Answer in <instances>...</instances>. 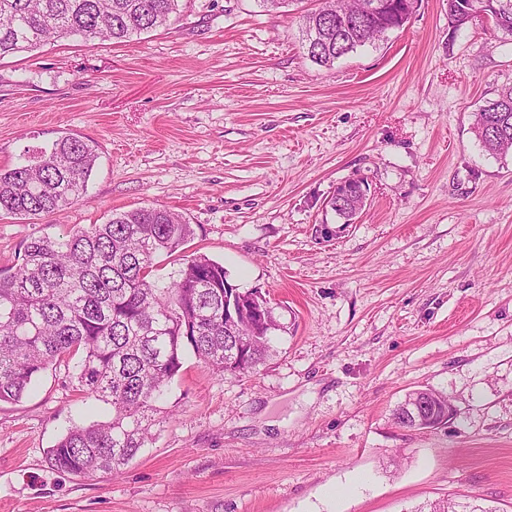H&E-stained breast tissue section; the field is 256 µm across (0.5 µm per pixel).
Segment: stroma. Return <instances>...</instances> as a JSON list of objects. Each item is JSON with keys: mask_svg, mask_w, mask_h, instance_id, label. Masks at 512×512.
Returning a JSON list of instances; mask_svg holds the SVG:
<instances>
[{"mask_svg": "<svg viewBox=\"0 0 512 512\" xmlns=\"http://www.w3.org/2000/svg\"><path fill=\"white\" fill-rule=\"evenodd\" d=\"M303 0H182L124 43H41L0 59V166L64 134L98 146L83 201L0 217V268L31 238L163 206L274 309V354L224 376L186 354L171 415L120 474L48 451L111 413L73 372L0 403V512H415L448 498L512 512V156L473 115L512 85V36L455 31L447 0L327 70L299 39ZM361 179L354 223L329 207ZM455 414L408 431L414 389Z\"/></svg>", "mask_w": 512, "mask_h": 512, "instance_id": "stroma-1", "label": "stroma"}]
</instances>
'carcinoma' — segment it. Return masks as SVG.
Returning a JSON list of instances; mask_svg holds the SVG:
<instances>
[{"mask_svg":"<svg viewBox=\"0 0 512 512\" xmlns=\"http://www.w3.org/2000/svg\"><path fill=\"white\" fill-rule=\"evenodd\" d=\"M179 0H0V58L46 40L127 38L166 24ZM403 0H324L301 16L307 56L324 68L398 30ZM512 34V0H448L458 31L475 17ZM472 130L492 156L512 154V86L474 115ZM98 152L87 138L65 134L0 167V214L39 219L82 201ZM195 230L179 213L141 207L114 213L58 237H33L15 270L0 269V402H18L48 368L78 358L75 388L112 407L109 418L74 426L48 451L52 466L82 477L117 474L168 416L160 406L190 350L230 374L254 371L272 353L273 311L243 325L224 319V301L258 303L241 292L224 264L183 254ZM180 254L170 281L152 278L155 260ZM422 417L394 423L431 429L448 422V401L418 392ZM416 512H492L448 500Z\"/></svg>","mask_w":512,"mask_h":512,"instance_id":"1","label":"carcinoma"}]
</instances>
